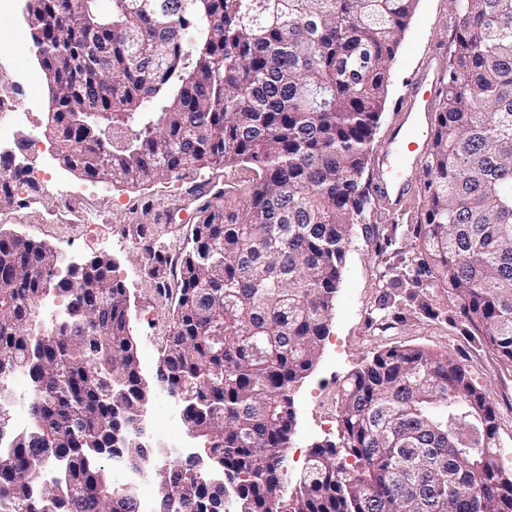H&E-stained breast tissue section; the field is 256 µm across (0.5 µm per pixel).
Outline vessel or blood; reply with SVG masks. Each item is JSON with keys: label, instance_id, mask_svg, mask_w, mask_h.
Masks as SVG:
<instances>
[{"label": "vessel or blood", "instance_id": "1", "mask_svg": "<svg viewBox=\"0 0 512 512\" xmlns=\"http://www.w3.org/2000/svg\"><path fill=\"white\" fill-rule=\"evenodd\" d=\"M442 87L439 65L427 63L398 105V121L389 133L380 160L381 173L373 187L374 194L383 199L390 210H398L410 191L405 171L416 160L411 146L416 143V133L427 122Z\"/></svg>", "mask_w": 512, "mask_h": 512}]
</instances>
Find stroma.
I'll return each instance as SVG.
<instances>
[{"label": "stroma", "mask_w": 512, "mask_h": 512, "mask_svg": "<svg viewBox=\"0 0 512 512\" xmlns=\"http://www.w3.org/2000/svg\"><path fill=\"white\" fill-rule=\"evenodd\" d=\"M25 0H0V88L14 89L19 101H36L32 120L46 126L48 84L32 47L31 29L23 14ZM454 25L450 0H417L415 15L390 64L388 99L373 142L370 176H377L378 160L395 119V106L404 95L413 74L432 51L448 53ZM45 173L62 174L73 194L64 199L39 192L31 182L17 184L14 201L0 206V228L52 247L69 245L74 262L108 254L115 264L130 300V324L135 337L141 372L153 378L171 331L174 297L159 293L147 275L142 250L127 234L129 225L156 224L172 216L164 232L179 241L189 231L196 213L188 197L199 183L216 185L242 181L241 167L203 170L200 176L170 178L147 188L97 186L67 168L59 159L51 135H44L39 149ZM39 195L37 206L29 198ZM72 205L93 219L92 225L53 223V214ZM410 201L402 211L382 212L354 225L347 243L329 333L312 373L293 392L295 421L289 447L291 472L300 474L310 449L318 442L337 437L339 386L365 359L392 347H422L447 353L470 374L473 383L493 404L498 416L497 461L512 470V369L496 355L452 323L453 309L440 289L423 287L419 298L435 305L433 318L420 310L417 300H407V291L390 287L393 276L411 274L415 265L410 218L417 211Z\"/></svg>", "instance_id": "obj_1"}]
</instances>
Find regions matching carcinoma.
<instances>
[{
    "label": "carcinoma",
    "instance_id": "cac0c4a2",
    "mask_svg": "<svg viewBox=\"0 0 512 512\" xmlns=\"http://www.w3.org/2000/svg\"><path fill=\"white\" fill-rule=\"evenodd\" d=\"M416 0H28L51 130L66 167L150 187L203 168L249 177L197 209L170 257L129 233L168 288L173 326L148 381L126 288L106 255L59 274L55 249L0 230V382L29 380L32 425L0 454V512H139L109 462L149 469L154 512H512L497 414L453 357L377 352L344 380L338 438L296 477L293 388L318 359L346 245L374 202L364 180L389 64ZM444 92L420 159L413 284L440 288L464 333L512 368V0H451ZM194 40L187 48L185 34ZM20 174L0 176V204ZM57 328L28 333L48 288ZM176 395L198 455L146 452L143 399ZM61 471L51 486L36 463Z\"/></svg>",
    "mask_w": 512,
    "mask_h": 512
}]
</instances>
